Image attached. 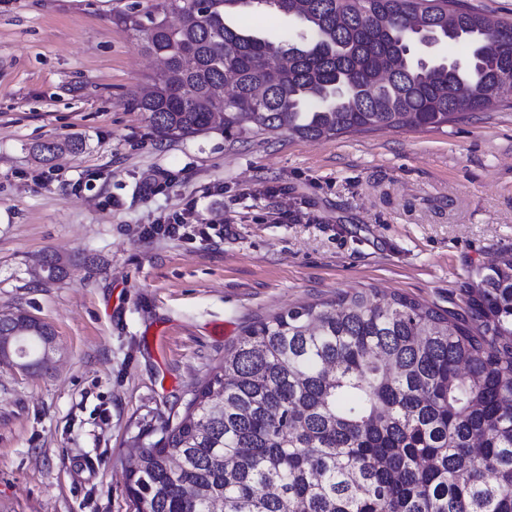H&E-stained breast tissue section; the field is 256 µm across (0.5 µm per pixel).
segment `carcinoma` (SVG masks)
Here are the masks:
<instances>
[{
    "label": "carcinoma",
    "instance_id": "cac0c4a2",
    "mask_svg": "<svg viewBox=\"0 0 512 512\" xmlns=\"http://www.w3.org/2000/svg\"><path fill=\"white\" fill-rule=\"evenodd\" d=\"M254 6L300 31L230 22ZM122 22L165 59L135 103L161 141L440 128L512 82V25L463 0H164ZM444 41L469 53L414 55ZM80 147L35 150L46 162ZM463 292V314L370 288L249 327L142 449L135 512H512V252ZM42 336L29 333V357L49 354Z\"/></svg>",
    "mask_w": 512,
    "mask_h": 512
}]
</instances>
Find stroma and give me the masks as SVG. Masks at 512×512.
I'll return each instance as SVG.
<instances>
[{"label": "stroma", "mask_w": 512, "mask_h": 512, "mask_svg": "<svg viewBox=\"0 0 512 512\" xmlns=\"http://www.w3.org/2000/svg\"><path fill=\"white\" fill-rule=\"evenodd\" d=\"M159 3L0 0V315L56 336L48 369L0 365V512H134L133 449L249 326L361 288L459 311L512 251V99L441 129L161 142L133 104L157 62L119 22ZM47 252L62 279L33 278ZM82 145L80 138L73 137L63 143L55 141L41 143L37 145L34 150H36L39 159L46 162L51 161L59 151L64 149L75 151L82 147Z\"/></svg>", "instance_id": "35a3bbf8"}]
</instances>
